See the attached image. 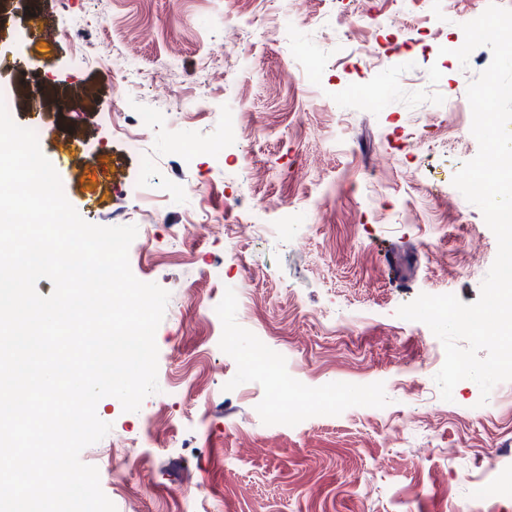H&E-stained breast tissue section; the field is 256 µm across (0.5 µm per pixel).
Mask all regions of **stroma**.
<instances>
[{
	"label": "stroma",
	"instance_id": "stroma-1",
	"mask_svg": "<svg viewBox=\"0 0 512 512\" xmlns=\"http://www.w3.org/2000/svg\"><path fill=\"white\" fill-rule=\"evenodd\" d=\"M489 1L399 13L366 0L349 25L352 0L307 15L240 0L243 63L202 97L225 0H0V96L50 162L65 159L69 203L101 226L162 214L129 249L135 277L170 294L159 390L135 412L102 398L112 429L81 453L117 512H186L190 495L198 512H512L476 493L512 469V381L443 401L441 341L397 316L422 293L475 302L497 254L452 184L478 151L466 90L492 53L463 65L439 52ZM308 64L319 88L301 80ZM238 108L252 127L225 126ZM122 113L156 117L140 151L114 131ZM231 194L260 205L258 227L213 231L205 216ZM259 332L283 352L280 373L261 364ZM291 411L301 425H279Z\"/></svg>",
	"mask_w": 512,
	"mask_h": 512
}]
</instances>
